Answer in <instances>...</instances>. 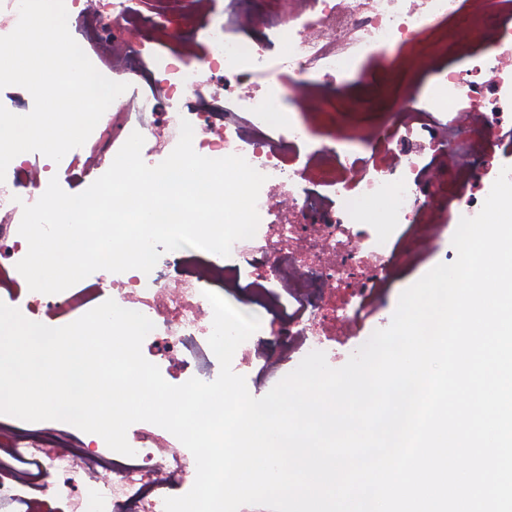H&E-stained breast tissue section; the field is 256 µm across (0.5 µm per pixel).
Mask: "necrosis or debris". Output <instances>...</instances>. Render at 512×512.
<instances>
[{"label": "necrosis or debris", "instance_id": "obj_1", "mask_svg": "<svg viewBox=\"0 0 512 512\" xmlns=\"http://www.w3.org/2000/svg\"><path fill=\"white\" fill-rule=\"evenodd\" d=\"M97 45L98 61L113 74L150 75V93L118 96L82 147L61 160L15 157L0 183V216L35 203L57 171L85 176L104 165L113 131L140 132L157 154L169 153L181 120L194 130V150L208 158L242 156L264 174L253 238L233 244L229 256L207 252L190 259L175 285L157 273L100 271L121 307L154 324L142 353L163 378L179 385L212 381L208 344L213 310L207 287L236 289L241 272L251 295L280 312L281 346L258 351L244 341L235 371L262 364L277 372L292 356L336 352L333 336L360 335L358 312L382 309L385 288L437 253L450 221L476 216L501 172L497 131L512 125V0H285L279 15L260 13L249 0H64ZM178 13L186 34L163 20ZM436 35L440 47L401 65L409 78L405 104L382 126L346 133L330 142L312 137L318 119L308 105L329 93L381 79L391 49ZM465 50V64L447 62ZM207 67L208 83L197 65ZM432 71L437 93L414 79ZM280 81L265 84L269 72ZM225 96V113L210 101ZM420 98L417 107L407 106ZM292 103L289 112L281 111ZM433 164H426V157ZM448 181L447 204L436 209L430 187L437 173ZM388 204L384 221L366 211ZM20 234L0 233V301L21 302L26 318L45 322L59 307L84 308L85 290L44 294L29 290L16 264L27 253ZM133 463L111 458L106 443L89 434L73 445L60 422L27 430L0 421V512H164V500L191 488L196 463L169 431L138 422L127 431Z\"/></svg>", "mask_w": 512, "mask_h": 512}]
</instances>
